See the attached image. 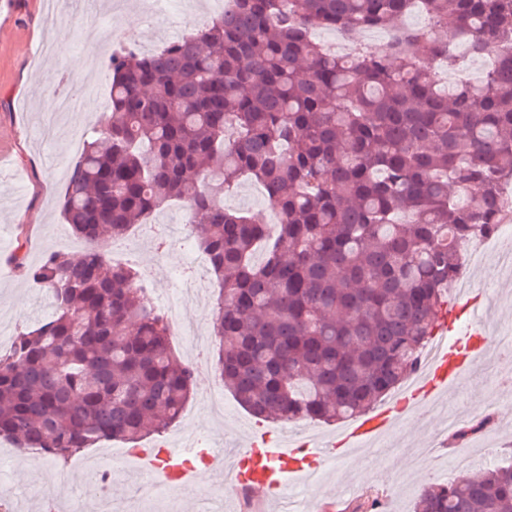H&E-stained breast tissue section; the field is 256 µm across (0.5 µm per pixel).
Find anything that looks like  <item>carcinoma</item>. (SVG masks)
Segmentation results:
<instances>
[{"label":"carcinoma","mask_w":512,"mask_h":512,"mask_svg":"<svg viewBox=\"0 0 512 512\" xmlns=\"http://www.w3.org/2000/svg\"><path fill=\"white\" fill-rule=\"evenodd\" d=\"M151 54L111 55L106 111L72 164L61 214L83 253L24 269L51 318L0 348V437L65 464L137 444L181 416L195 370L112 259L170 202L218 285L214 368L263 422L360 416L418 367L460 246L502 221L512 180V59L444 85L446 31L484 60L512 0H234ZM425 27L401 26L410 12ZM317 29L390 35L344 59ZM280 216L224 207L241 180ZM414 512H512V466L425 487Z\"/></svg>","instance_id":"cac0c4a2"}]
</instances>
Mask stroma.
<instances>
[{"label":"stroma","instance_id":"stroma-1","mask_svg":"<svg viewBox=\"0 0 512 512\" xmlns=\"http://www.w3.org/2000/svg\"><path fill=\"white\" fill-rule=\"evenodd\" d=\"M117 11H109L103 0H58L55 12H48L46 0H0V243L9 247L1 256L11 265L16 255L27 264L38 263L49 251L60 249L72 239L57 207L63 189L55 176L57 167L71 165L79 152L72 136L87 137L104 110L110 79L104 69H92L91 59L107 58L115 34L137 27L143 43L165 45L188 36L208 19L200 0H185L180 9L179 28L166 20L142 23L143 0H117ZM95 14L104 39L90 41L84 32L88 14ZM159 233L174 239L184 232L182 209L171 203L159 213ZM155 232V233H158ZM154 232L141 226L127 241L135 259L151 272L157 296L173 294L175 286L165 267L177 268L185 257L170 248L163 258L151 250ZM470 279L495 277L496 287L488 300L494 304L496 326L502 335L512 334V281L496 277L493 261L472 268ZM53 307L45 290L37 288L18 270L0 276V329L12 335L51 317ZM512 371L511 362L491 361L479 378L461 388L464 407L476 406L492 397L502 372ZM216 377L198 372L194 391L185 413L163 434L143 439L149 447L168 441L187 427L211 439L224 431L243 428L258 430L259 424L234 399L224 393V417L216 419L209 409ZM455 466L452 451H443L432 466L417 470L408 460L388 466L385 459L368 456L347 465L335 463L325 468L322 485L312 493L325 512H352L366 499L377 500L382 512H413L421 486L441 481ZM6 478L15 494L8 512H45L44 493L69 492L82 496L86 473L79 468L49 461L35 463L18 453Z\"/></svg>","mask_w":512,"mask_h":512}]
</instances>
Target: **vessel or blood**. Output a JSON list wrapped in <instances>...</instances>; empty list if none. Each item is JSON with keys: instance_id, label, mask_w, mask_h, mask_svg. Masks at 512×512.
Instances as JSON below:
<instances>
[{"instance_id": "obj_1", "label": "vessel or blood", "mask_w": 512, "mask_h": 512, "mask_svg": "<svg viewBox=\"0 0 512 512\" xmlns=\"http://www.w3.org/2000/svg\"><path fill=\"white\" fill-rule=\"evenodd\" d=\"M487 316V306L471 292H463L443 325L452 339L427 365L410 402L395 403L368 415L339 437L285 430L277 439L267 434L250 435L236 448L218 441L189 451L171 442L138 449L130 465L156 477L168 490L196 489L203 474H227L238 487L283 498L288 495L289 480L316 485L328 463L339 458L351 460L362 450L376 447L380 439L411 421L420 410L444 403L462 380L470 378L489 357L492 337Z\"/></svg>"}]
</instances>
